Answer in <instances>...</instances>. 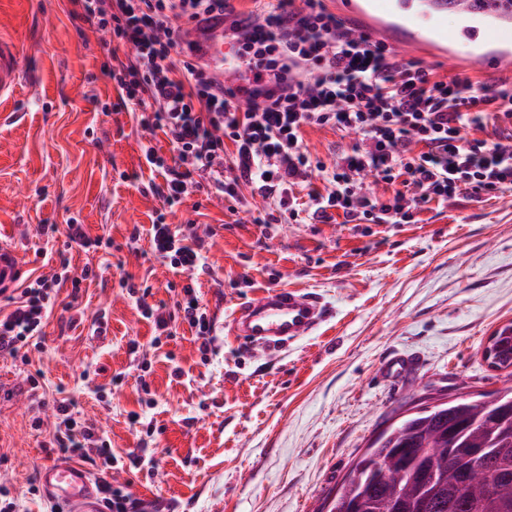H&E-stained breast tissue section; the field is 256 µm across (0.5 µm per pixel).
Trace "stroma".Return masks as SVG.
Returning <instances> with one entry per match:
<instances>
[{"instance_id": "stroma-1", "label": "stroma", "mask_w": 512, "mask_h": 512, "mask_svg": "<svg viewBox=\"0 0 512 512\" xmlns=\"http://www.w3.org/2000/svg\"><path fill=\"white\" fill-rule=\"evenodd\" d=\"M0 34L25 53L26 80L0 105V236L13 238L28 276L51 273L59 255L81 285L60 288L31 350L51 400L72 399L104 431L114 455L146 449L152 462L113 471L133 496L178 512H316L354 460L405 410L458 397L489 396L511 379L483 357L487 337L512 321V189L465 195L414 211L407 224L289 221L277 203L239 186L241 203L192 188L168 206L165 182L143 155L162 156L163 133L117 108L105 66L132 52L88 20L73 0H0ZM315 161L333 165L350 135L309 127ZM274 213L271 228L256 219ZM202 241L207 272L178 271L156 258L158 219ZM111 247L67 248V224ZM132 278L150 305H173L194 284L209 314L277 286L320 296L326 320L313 335L268 356L214 331L201 353L177 323L162 346L151 320L123 293ZM105 313L107 331L89 333ZM406 357L402 379L386 364ZM182 376H174V367ZM52 408L32 403L23 373L0 357V485L17 512H50L28 487L56 453Z\"/></svg>"}]
</instances>
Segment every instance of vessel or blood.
Returning a JSON list of instances; mask_svg holds the SVG:
<instances>
[{
	"label": "vessel or blood",
	"instance_id": "1",
	"mask_svg": "<svg viewBox=\"0 0 512 512\" xmlns=\"http://www.w3.org/2000/svg\"><path fill=\"white\" fill-rule=\"evenodd\" d=\"M453 8L462 27L454 39L443 40L438 20L445 8ZM350 11L365 12L375 38L390 40L394 28L406 30L411 41L429 52L444 56L449 64L465 65L496 52V64L512 65V0H351ZM180 43L194 59L208 67L216 82L233 69L235 61L224 54V16L213 13L191 22L180 32ZM23 54L19 44L0 36V98L20 86ZM23 273L12 242L0 238V290L10 291ZM323 308L315 294L277 287L261 297L238 303L227 326L246 343L261 345L281 354L303 337L312 335L323 320ZM48 500L57 512H99V495L92 473L79 463L54 460L39 473Z\"/></svg>",
	"mask_w": 512,
	"mask_h": 512
}]
</instances>
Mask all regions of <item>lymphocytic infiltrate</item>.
<instances>
[{"label": "lymphocytic infiltrate", "mask_w": 512, "mask_h": 512, "mask_svg": "<svg viewBox=\"0 0 512 512\" xmlns=\"http://www.w3.org/2000/svg\"><path fill=\"white\" fill-rule=\"evenodd\" d=\"M86 17L112 27L133 45L132 60L110 67L120 107L135 106L140 122L162 131L174 163L165 166L154 147L145 158L164 168L166 202L187 196L194 174L208 175L217 194L237 199L248 185L266 200L285 198L295 185L320 174L327 192L308 193V216L317 221L342 211L347 221L404 224L412 211L456 196L512 188V145L467 139L488 120L512 122V85H488L469 74L443 80L420 62L400 57L368 33H354L328 13L322 0H269L258 24L233 22L245 83L220 86L206 67L184 55L172 19L189 21L229 10L228 0H80ZM355 134L350 151L333 167H314L304 143L305 127ZM232 143V158L224 145ZM389 185L392 199L370 197L366 176ZM153 253L174 268L204 269L201 243L165 223L150 231ZM79 288L68 263L7 295L0 312V355L29 364L39 347L61 285ZM126 292L143 304L156 331L170 335L175 321L194 329L201 349L213 343V324L193 285L182 288L174 309L147 305L135 284ZM71 400L56 402L53 445L94 465L104 494L103 512H136L124 486L113 484L119 460L109 440L79 420Z\"/></svg>", "instance_id": "f902f5d3"}]
</instances>
